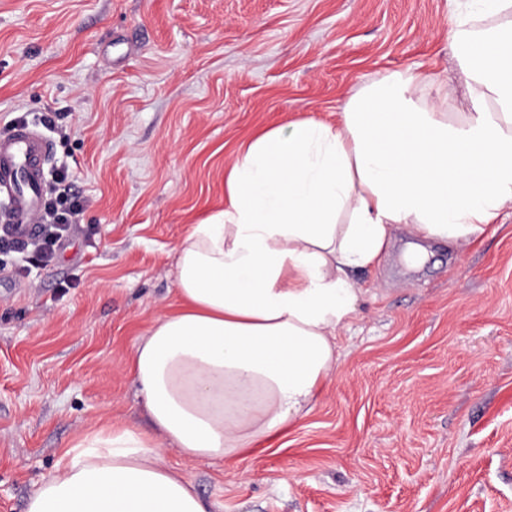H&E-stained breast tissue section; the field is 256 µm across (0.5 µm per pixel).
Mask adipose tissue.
Segmentation results:
<instances>
[{"mask_svg":"<svg viewBox=\"0 0 512 512\" xmlns=\"http://www.w3.org/2000/svg\"><path fill=\"white\" fill-rule=\"evenodd\" d=\"M471 109L393 73L314 120L243 143L224 206L177 246L179 310L138 341L130 374L151 431L104 425L68 448L26 512H209L163 443L248 454L304 418L353 319L354 270L395 230L468 242L512 205V0H470L448 32Z\"/></svg>","mask_w":512,"mask_h":512,"instance_id":"obj_1","label":"adipose tissue"}]
</instances>
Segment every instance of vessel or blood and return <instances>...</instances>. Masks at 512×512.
<instances>
[{
	"label": "vessel or blood",
	"mask_w": 512,
	"mask_h": 512,
	"mask_svg": "<svg viewBox=\"0 0 512 512\" xmlns=\"http://www.w3.org/2000/svg\"><path fill=\"white\" fill-rule=\"evenodd\" d=\"M52 142L25 123L0 137V230L24 243L39 230Z\"/></svg>",
	"instance_id": "b4317fda"
}]
</instances>
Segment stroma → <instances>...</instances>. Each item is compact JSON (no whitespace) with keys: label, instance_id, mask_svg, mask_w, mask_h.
I'll list each match as a JSON object with an SVG mask.
<instances>
[{"label":"stroma","instance_id":"obj_1","mask_svg":"<svg viewBox=\"0 0 512 512\" xmlns=\"http://www.w3.org/2000/svg\"><path fill=\"white\" fill-rule=\"evenodd\" d=\"M452 0H0V135L47 128L84 209L53 264L0 249V512L102 425L148 429L135 344L175 248L260 129L334 126L399 72L458 79ZM395 231L310 412L243 457L164 458L211 512H512V206L459 245Z\"/></svg>","mask_w":512,"mask_h":512}]
</instances>
